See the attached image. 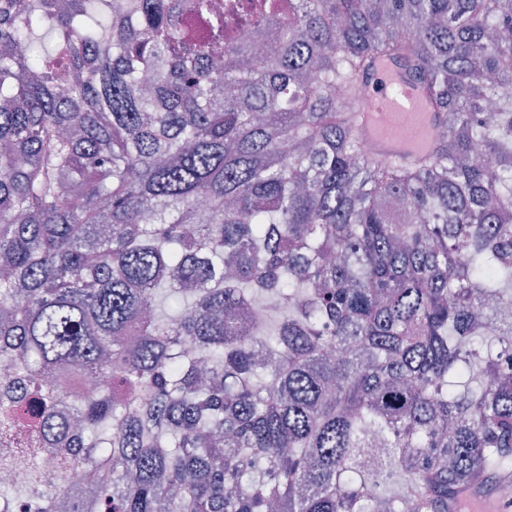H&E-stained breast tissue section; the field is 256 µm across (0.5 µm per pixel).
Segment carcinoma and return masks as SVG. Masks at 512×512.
I'll use <instances>...</instances> for the list:
<instances>
[{"mask_svg": "<svg viewBox=\"0 0 512 512\" xmlns=\"http://www.w3.org/2000/svg\"><path fill=\"white\" fill-rule=\"evenodd\" d=\"M250 16L273 48L214 0H0V512H456L512 480V0ZM400 55L446 130L410 164L356 126Z\"/></svg>", "mask_w": 512, "mask_h": 512, "instance_id": "obj_1", "label": "carcinoma"}]
</instances>
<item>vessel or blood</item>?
Segmentation results:
<instances>
[{
	"mask_svg": "<svg viewBox=\"0 0 512 512\" xmlns=\"http://www.w3.org/2000/svg\"><path fill=\"white\" fill-rule=\"evenodd\" d=\"M440 116L403 61H383L369 73L359 94V135L370 153L412 161L429 153Z\"/></svg>",
	"mask_w": 512,
	"mask_h": 512,
	"instance_id": "b4317fda",
	"label": "vessel or blood"
}]
</instances>
